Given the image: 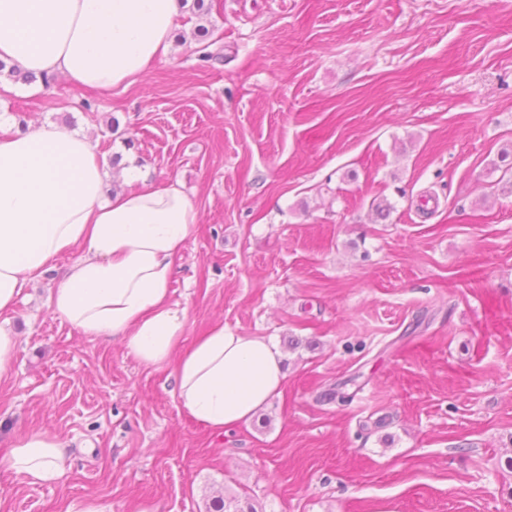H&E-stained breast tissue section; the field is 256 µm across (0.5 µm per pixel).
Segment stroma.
I'll use <instances>...</instances> for the list:
<instances>
[{"mask_svg": "<svg viewBox=\"0 0 512 512\" xmlns=\"http://www.w3.org/2000/svg\"><path fill=\"white\" fill-rule=\"evenodd\" d=\"M127 89L11 79L0 127L88 132L200 219L175 263L184 344L221 323L287 373L217 434L170 370L86 338L49 295L8 317L0 512H512V0H213ZM205 25L222 57L195 36ZM390 204L387 216L378 203ZM65 452V445L56 437L33 431L11 444L0 457V469L22 475L32 484L55 482L62 475Z\"/></svg>", "mask_w": 512, "mask_h": 512, "instance_id": "obj_1", "label": "stroma"}]
</instances>
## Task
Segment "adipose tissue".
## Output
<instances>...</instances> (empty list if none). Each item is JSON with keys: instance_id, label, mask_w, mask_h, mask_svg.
Wrapping results in <instances>:
<instances>
[{"instance_id": "obj_1", "label": "adipose tissue", "mask_w": 512, "mask_h": 512, "mask_svg": "<svg viewBox=\"0 0 512 512\" xmlns=\"http://www.w3.org/2000/svg\"><path fill=\"white\" fill-rule=\"evenodd\" d=\"M179 0H0V61L109 90L141 80L170 50ZM105 196L111 177L85 133L40 127L0 137V315L61 256L81 249L50 296L82 336H109L138 363L171 368L188 414L214 432L249 421L284 380L266 338L213 326L183 345L186 314L170 302L174 259L199 211L178 183ZM65 446L33 431L0 469L57 481Z\"/></svg>"}]
</instances>
